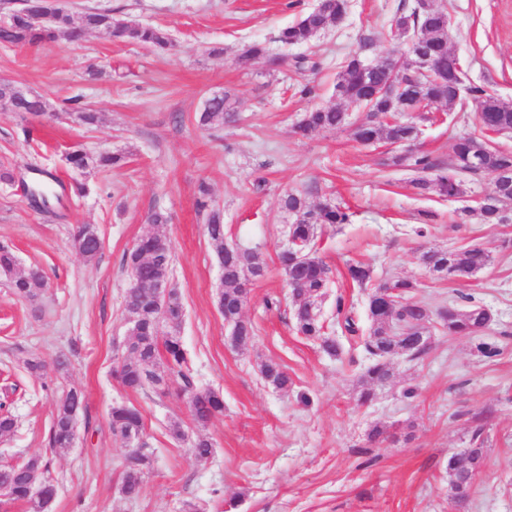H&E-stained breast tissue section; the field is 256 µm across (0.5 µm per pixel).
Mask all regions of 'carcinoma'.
<instances>
[{
    "instance_id": "cac0c4a2",
    "label": "carcinoma",
    "mask_w": 512,
    "mask_h": 512,
    "mask_svg": "<svg viewBox=\"0 0 512 512\" xmlns=\"http://www.w3.org/2000/svg\"><path fill=\"white\" fill-rule=\"evenodd\" d=\"M28 0H21V6L7 20L0 23V43L35 45L43 42L64 40L68 43L81 41L92 31H105L113 38L137 43L156 50H164L171 45L167 31L153 26L142 25L130 20L116 18L108 10H89L79 18L64 12L42 26L28 22L25 11ZM347 10L346 0H322L317 11L304 15L296 23L280 31V40L288 45L310 41L319 32L336 25V20ZM417 29L427 37L428 47L435 57L436 64L443 70L455 72L459 59L448 49V14L441 9H431L425 13H401L394 17L389 29L381 36L390 40L393 31ZM389 79L387 71L379 69L366 72V62L358 54L345 61L339 72L335 91L336 97L355 102L367 108L365 120L352 130L353 138L363 144L383 140L397 147L416 138L418 127L414 123L387 122L386 114L395 111V105L386 96L375 97L372 85ZM463 97L479 101L485 112L479 117L480 129H495L512 132V109L504 108L498 97L487 89L476 85L463 86ZM456 93L446 84L422 81L415 84L407 98L412 105L421 100L452 105ZM234 120V110L228 95H215L209 98L199 116V124L205 127L220 126ZM345 126V113L337 106H318L307 112L299 125V131L309 133L332 130ZM480 157L481 173L492 175L502 171L512 172V152L496 149L491 140L481 139L472 133L459 136L453 146L449 163H444L427 154L400 153L389 158L394 166L411 167L422 173L415 180V186L422 192L436 194L443 198L462 196L466 193L465 183L460 176L470 173L468 161ZM66 162L73 168L85 169L90 165L98 167L114 166L120 157L114 154H101L90 159L82 150L74 149L67 153ZM283 208L294 216L288 225V235L300 244L302 257L295 255L278 256L287 277L288 287L293 298V319L298 333L321 341L326 353L337 357L342 346L334 336L326 334L321 315L320 303L327 288L329 269L313 250L317 230L323 226L347 224L350 214L330 202L312 207L299 194L290 193L283 198ZM207 232L212 240L220 264L224 268L221 280L223 303L220 311L224 321L237 329L241 344H247L254 336L252 323L242 315L248 295V285L261 277L264 261L254 252L236 254L234 249L224 244V224L219 213L210 215ZM96 230L85 233L80 227L76 237L79 253L86 259H94L98 253L95 242ZM424 266L437 276L456 279H469L491 263L488 250L478 243H469L458 250H433L422 257ZM130 270L132 286L125 297V307L133 318L134 335L126 345L127 356L112 370V377L124 388L133 391L152 389L165 392L169 382L178 383L180 392L191 396L190 407L195 422L206 424L224 411V401L212 391H200L188 369L187 353L177 328L182 318V308L178 299L167 306L150 288L148 283L156 279H166L171 265L170 245L165 237L152 233L141 236L125 256ZM348 278L363 288L372 280V269L368 266L348 267ZM45 286L42 269L30 267L12 280L14 294L32 300ZM416 285L409 279H397L381 284L369 294L367 315L370 328L365 336H359L360 327L352 315L345 310L344 299L336 300L337 323L351 337H360L365 350L374 357L373 363L359 378V400L370 401L376 389L391 382L394 372L391 360L402 357L409 361L418 360L429 346L432 328L439 325L450 336H469L475 340V350L483 357L499 355L500 350L481 340V334L488 327L491 315L480 305L465 308L449 306L432 312L422 302L413 299ZM263 378L275 388L286 391L291 385L288 373L276 363H266L262 368ZM84 408V395L71 387L64 391L56 403V413L50 428L49 446L67 448L73 436L72 415ZM109 428L112 434L128 442L141 439L144 430L140 411L132 406L119 403L109 412ZM471 456L466 463L455 455L448 458V487L453 498L467 499L476 473L484 461V430L476 427L470 437ZM150 464V456L143 446L130 450L126 459L121 492L127 498H136L141 493V473ZM45 468L38 457L0 467V487L8 490L4 504L23 502L30 512H45L44 506L56 495L55 486L43 481L40 484L41 497L33 494L38 474Z\"/></svg>"
}]
</instances>
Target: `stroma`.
Returning a JSON list of instances; mask_svg holds the SVG:
<instances>
[{"mask_svg":"<svg viewBox=\"0 0 512 512\" xmlns=\"http://www.w3.org/2000/svg\"><path fill=\"white\" fill-rule=\"evenodd\" d=\"M314 0H69L84 9L163 28L173 47L150 50L114 40L103 31L82 43L61 41L0 45V79L40 95L49 117L0 111V166L14 170L0 183V243L9 245L18 270L40 266L47 285L35 300L12 293L0 273V398L16 421L0 438V463L42 457L44 479L58 488L50 512H512V221L484 224L476 200L492 190L486 176L466 179L464 197L421 196L412 171L386 165V148L364 145L350 127L300 136L305 112L339 105L350 119L363 112L337 100L333 87L344 60L358 53L375 62L394 45L380 39L394 16L417 0H348L345 19L319 37L285 45L280 31L309 11ZM448 13V46L459 57L464 80L512 100V0H438ZM254 43L283 58L240 65ZM311 65L296 67L297 58ZM99 69L89 76L88 67ZM229 94L236 122L204 129L206 99ZM99 112L86 126L68 114L67 101ZM423 134L413 150L449 160L458 134L479 133L473 104L435 106L429 119L404 112ZM79 147L91 156L120 155L108 168H69L64 154ZM57 199L34 207L31 189L44 172ZM87 184L86 196L72 192ZM207 187L209 208L224 217L227 243L255 249L264 278L249 287L243 315L255 327L246 346H235L218 307L222 269L197 201ZM296 193L313 205L348 208L350 223L319 233L315 250L330 269L322 315L340 356L297 334L292 299L277 256L293 218L281 200ZM159 210L167 224H148ZM93 226L102 240L94 260L76 250L78 225ZM425 235H418L420 226ZM160 232L172 248L170 283L183 309L179 332L196 386L224 400V411L206 426L194 421L178 385L163 393L134 392L112 377L126 355L130 315L125 296L132 283L123 262L136 241ZM482 244L490 265L466 280L438 279L420 263L431 247L453 250ZM362 263L375 281L408 278L415 297L436 309L475 303L489 310L486 342L492 358L478 356L470 338L432 332L416 361L395 359L393 383L361 403L358 378L372 363L359 340L336 323V298L352 306L367 328L368 291L353 286L347 267ZM67 355V372L56 359ZM41 360L40 374L25 363ZM280 364L293 384L280 391L261 377L266 362ZM85 394L89 426H78L72 447L48 444L57 396L70 386ZM413 388L404 397V388ZM137 407L151 463L138 498L121 493L129 445L112 435L113 404ZM482 424L487 437L482 472L469 497L448 492L449 456L469 445ZM386 427L382 442L368 437ZM185 439H176L174 427ZM208 437L213 454L196 460L190 441Z\"/></svg>","mask_w":512,"mask_h":512,"instance_id":"stroma-1","label":"stroma"}]
</instances>
